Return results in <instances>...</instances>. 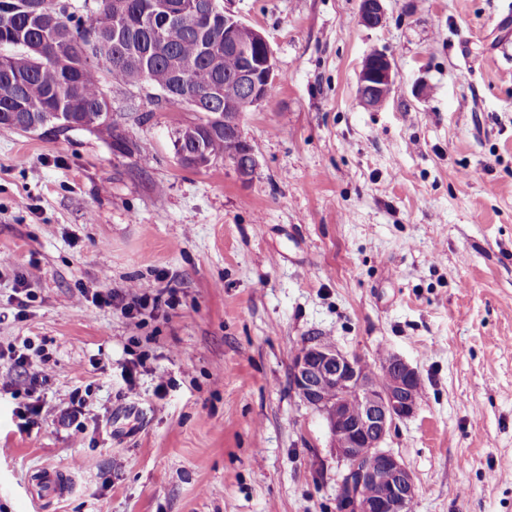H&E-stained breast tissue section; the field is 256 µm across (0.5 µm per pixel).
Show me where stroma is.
Listing matches in <instances>:
<instances>
[{"instance_id":"35a3bbf8","label":"stroma","mask_w":512,"mask_h":512,"mask_svg":"<svg viewBox=\"0 0 512 512\" xmlns=\"http://www.w3.org/2000/svg\"><path fill=\"white\" fill-rule=\"evenodd\" d=\"M224 7L279 74L241 119L248 178L184 168L173 132L195 113L137 86L109 91L130 154L0 126V347L31 362H0V512H336L345 465L289 385L311 336L418 371L419 409L385 441L412 512H512V0H384L377 28L359 0ZM376 49L396 83L369 109ZM140 285L176 299L134 323L89 299ZM76 389L79 434L61 421ZM48 466L72 490L36 509ZM374 53L371 59L363 60L358 76L359 98L369 109L380 107L388 100L396 80L390 57L381 50ZM50 375L43 370L33 372L29 380L28 397L32 398L35 396L33 402H29L22 407H18L16 415L19 420L23 421L20 426L25 430H30L34 426L38 425L37 417L40 414L42 404L40 403L41 395L40 390L42 386L48 383Z\"/></svg>"}]
</instances>
